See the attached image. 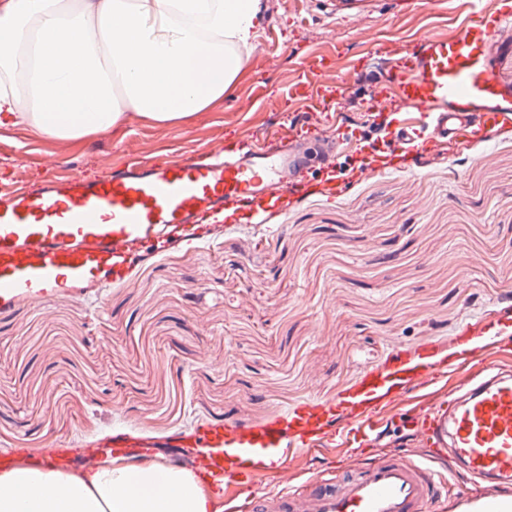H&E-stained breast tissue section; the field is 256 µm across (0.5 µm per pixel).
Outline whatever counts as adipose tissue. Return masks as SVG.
<instances>
[{"mask_svg": "<svg viewBox=\"0 0 512 512\" xmlns=\"http://www.w3.org/2000/svg\"><path fill=\"white\" fill-rule=\"evenodd\" d=\"M261 24V0H0V126L76 140L128 112L197 115L233 84ZM223 493L157 459L0 473V512H222Z\"/></svg>", "mask_w": 512, "mask_h": 512, "instance_id": "ef3b65f1", "label": "adipose tissue"}]
</instances>
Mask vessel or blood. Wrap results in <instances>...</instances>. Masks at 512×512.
Here are the masks:
<instances>
[{"instance_id": "vessel-or-blood-1", "label": "vessel or blood", "mask_w": 512, "mask_h": 512, "mask_svg": "<svg viewBox=\"0 0 512 512\" xmlns=\"http://www.w3.org/2000/svg\"><path fill=\"white\" fill-rule=\"evenodd\" d=\"M468 4L455 33L416 38L385 59L371 87L368 111L401 116L388 134L396 157L450 144L489 148L512 134V81L495 72L490 58L492 42L512 27V8L497 0ZM311 71L318 83L299 85L295 98L319 111L341 102L347 89L325 62L314 60ZM301 134L293 127L258 143L218 144L176 163L135 160L96 176L75 170L40 183L10 181L0 188V309L20 295L36 306L50 291L126 280L133 250L173 226L190 243L200 238L203 219L221 212L271 223L295 191ZM360 154L382 171L376 148L340 141L323 190L341 187L340 158ZM462 370L426 346L414 357L395 358L386 371L366 372L353 392L307 399L259 426L247 424L236 407L183 441L196 449L194 467L210 482L280 480L276 494L225 500V512H423L438 493L440 470L477 478L480 500H512V370L500 366L481 377ZM454 373L463 379L453 397L409 419L412 435L428 449L424 460L354 451L381 412ZM335 440L352 452L330 461L328 477L299 486L286 480L292 458Z\"/></svg>"}]
</instances>
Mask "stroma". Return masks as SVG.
<instances>
[{"instance_id":"35a3bbf8","label":"stroma","mask_w":512,"mask_h":512,"mask_svg":"<svg viewBox=\"0 0 512 512\" xmlns=\"http://www.w3.org/2000/svg\"><path fill=\"white\" fill-rule=\"evenodd\" d=\"M465 3L366 0L353 23L329 14L325 0H263L255 47L207 112L177 128L130 112L120 126L69 141L0 127V175L20 160L44 176L49 156L65 170L103 173L129 148L175 162L306 120L328 135L357 128L373 142L363 108L311 114L290 89L322 57L364 100L369 53L453 32ZM342 179L338 195L290 202L274 218L278 234L220 222L194 246L143 253L129 283L57 291L37 308L16 298L0 312V454L93 448L119 428L169 458L182 436L241 401L253 421L282 416L354 388L395 355L424 344L455 355L464 332L512 324V136L387 174L346 169ZM458 382L448 376L382 414L373 449L410 452L402 419Z\"/></svg>"}]
</instances>
